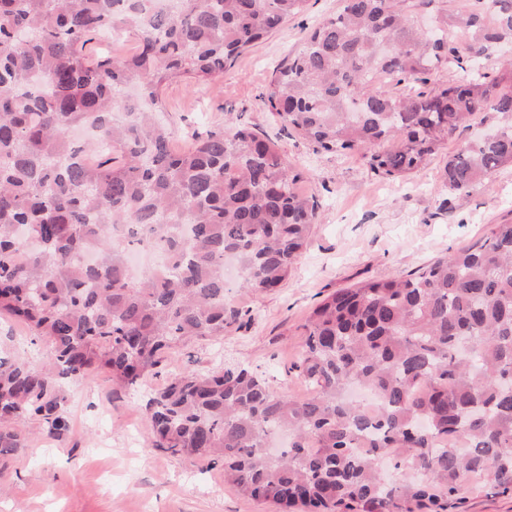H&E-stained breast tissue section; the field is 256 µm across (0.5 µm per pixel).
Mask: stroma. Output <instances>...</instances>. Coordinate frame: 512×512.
I'll list each match as a JSON object with an SVG mask.
<instances>
[{
  "instance_id": "1",
  "label": "stroma",
  "mask_w": 512,
  "mask_h": 512,
  "mask_svg": "<svg viewBox=\"0 0 512 512\" xmlns=\"http://www.w3.org/2000/svg\"><path fill=\"white\" fill-rule=\"evenodd\" d=\"M339 0H307L303 13L247 50L214 83L164 92L162 118L188 147L195 135L242 120L279 146L299 172V191L314 202L315 224L295 269L276 292L253 295L228 283L245 317L224 330L219 342L193 348L196 369L240 363L265 372L279 395L303 399L311 389L289 373L301 342V326L326 296L384 275L404 276L438 257L469 246L491 225L512 223V166L483 180L470 193L450 191L444 166L465 142L501 122L459 129L422 168L389 177L370 168L361 154L316 151L261 102L278 65L295 50L305 28L336 13ZM49 346L0 317V359L40 366ZM162 383L147 378L136 390L113 391L105 376L59 385L71 428L47 435L30 422L22 448L0 461V512H277L247 499L224 481V467L173 456L151 447L143 404Z\"/></svg>"
}]
</instances>
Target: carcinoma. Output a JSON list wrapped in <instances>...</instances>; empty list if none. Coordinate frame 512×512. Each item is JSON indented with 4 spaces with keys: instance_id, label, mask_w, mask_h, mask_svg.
<instances>
[{
    "instance_id": "cac0c4a2",
    "label": "carcinoma",
    "mask_w": 512,
    "mask_h": 512,
    "mask_svg": "<svg viewBox=\"0 0 512 512\" xmlns=\"http://www.w3.org/2000/svg\"><path fill=\"white\" fill-rule=\"evenodd\" d=\"M306 2L0 0V317L53 348L39 369L0 359V455L22 447L29 420L69 430L60 379L105 371L136 389L163 374L144 406L150 445L223 463L225 483L280 512H450L476 477L512 494V223L325 298L288 368L312 387L305 399L239 364L167 371L246 316L224 259L241 287L274 290L317 211L277 144L247 125L176 149L163 91L211 84ZM432 2L340 0L262 101L317 150L361 152L392 177L484 112L512 117V0H446L427 17ZM108 30L133 51L96 52ZM496 48L490 79L480 69ZM451 66L472 76L426 88ZM496 131L448 156L450 190L512 166V123ZM138 246L164 260L132 280Z\"/></svg>"
}]
</instances>
